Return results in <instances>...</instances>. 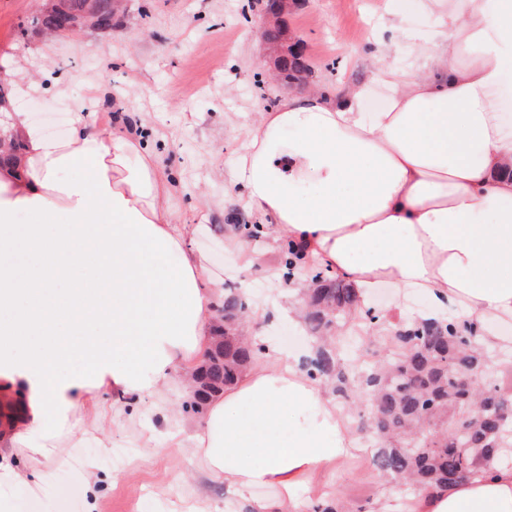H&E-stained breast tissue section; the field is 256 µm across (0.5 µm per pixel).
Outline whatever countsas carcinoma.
Here are the masks:
<instances>
[{"mask_svg":"<svg viewBox=\"0 0 512 512\" xmlns=\"http://www.w3.org/2000/svg\"><path fill=\"white\" fill-rule=\"evenodd\" d=\"M115 10V0H51L28 24L48 30L83 19L109 27ZM279 67L290 82L306 83L312 76L304 55L292 48L279 59ZM311 282L313 287L304 291V319L316 345L303 367L348 415L362 426L370 423L376 438L374 467L403 487L397 512H409L424 492L449 489L512 457V358L492 347L483 328L452 317L392 323L373 316L369 324L382 333L383 355L374 362L345 357L341 347L347 337L339 332L356 329L359 297L351 285L322 271L312 272ZM246 307L239 289H224L220 341L197 374V392L188 407L198 409L235 384L253 362L259 346L237 333ZM486 364L498 365L502 376L487 388L464 392L457 387L458 369L478 370ZM364 394L370 403L362 412L356 401ZM464 412L482 416L483 422L469 433L456 434L448 423ZM313 512H349V505L336 494L318 502Z\"/></svg>","mask_w":512,"mask_h":512,"instance_id":"cac0c4a2","label":"carcinoma"}]
</instances>
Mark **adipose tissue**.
<instances>
[{"label":"adipose tissue","mask_w":512,"mask_h":512,"mask_svg":"<svg viewBox=\"0 0 512 512\" xmlns=\"http://www.w3.org/2000/svg\"><path fill=\"white\" fill-rule=\"evenodd\" d=\"M435 32L394 55L407 33L341 45L388 90L309 89L259 113L232 161L248 212L302 249L306 268L426 296L435 312L512 319V0H431ZM171 173L97 99L62 140L22 112L0 121V487L34 489L73 438L135 423L141 400L188 389L213 339L220 289L194 225L168 204ZM300 356L267 346L213 397L200 423L179 406L172 448L194 449L232 499L274 489L256 512H288L298 487L351 456L349 417ZM413 512H512V467L417 497Z\"/></svg>","instance_id":"1"}]
</instances>
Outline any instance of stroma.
Segmentation results:
<instances>
[{"label": "stroma", "mask_w": 512, "mask_h": 512, "mask_svg": "<svg viewBox=\"0 0 512 512\" xmlns=\"http://www.w3.org/2000/svg\"><path fill=\"white\" fill-rule=\"evenodd\" d=\"M43 0H0V56L15 54L21 70L6 111L24 112L45 136L53 129L40 113L72 117L90 90L101 89L105 113H124L128 124L143 125L148 150L158 154L177 185L169 199L181 223L197 232L192 245L204 253L213 278L244 291L251 303L291 305L296 297L281 279V243L265 232L252 245L259 263L244 269L239 252L227 242V227L252 218L241 202L228 199L229 167L243 145L242 132L260 112L275 107L292 86L272 77V63L259 29L256 0H121L105 31L82 29L62 37L21 31L23 21ZM391 6L419 39L433 33V22L418 0H298L285 15L312 68V86L340 89L366 83L367 111L384 106L388 91L375 82L364 62L347 60L339 43L356 45L376 38V15ZM41 84L28 90L29 81ZM257 335L283 354L307 346L303 326L289 319L256 324ZM168 424L143 401L139 421L113 426L112 445L100 447L95 435L77 436L45 465L37 490L14 491L16 512H86L89 489L84 464L97 459L103 480L97 486L99 512H247L251 503H229L223 482L210 481L199 492L200 461L190 448H166L143 458L145 435L164 438ZM354 461L329 471L328 493H342L356 505L378 501L384 484L372 462L370 432L353 429Z\"/></svg>", "instance_id": "obj_1"}]
</instances>
